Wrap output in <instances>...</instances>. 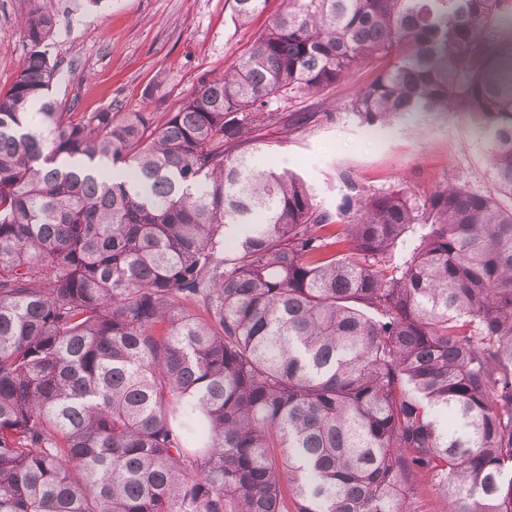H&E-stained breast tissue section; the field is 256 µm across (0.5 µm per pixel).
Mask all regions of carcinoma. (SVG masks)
<instances>
[{
	"label": "carcinoma",
	"instance_id": "obj_1",
	"mask_svg": "<svg viewBox=\"0 0 512 512\" xmlns=\"http://www.w3.org/2000/svg\"><path fill=\"white\" fill-rule=\"evenodd\" d=\"M266 0H234L247 24ZM167 120L0 94V512H512V0H282ZM368 60L375 128L471 113L498 194L340 212L259 168ZM40 122L29 121L30 112Z\"/></svg>",
	"mask_w": 512,
	"mask_h": 512
}]
</instances>
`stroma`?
I'll return each instance as SVG.
<instances>
[{
    "mask_svg": "<svg viewBox=\"0 0 512 512\" xmlns=\"http://www.w3.org/2000/svg\"><path fill=\"white\" fill-rule=\"evenodd\" d=\"M41 2L57 21L53 95L75 101L82 115L145 110L159 123L201 78L222 73L283 7L282 0H267L243 27L233 22L234 0H80L75 11L66 0ZM27 8L26 0H0L2 94L27 52L17 26ZM377 73V62L363 63L315 104L316 122L288 136L271 135L279 167L300 176L317 203L333 211L347 193L345 171L377 193L403 187L420 198L447 183L494 192L486 142L469 114L402 115L371 129L346 111L353 91Z\"/></svg>",
    "mask_w": 512,
    "mask_h": 512,
    "instance_id": "obj_1",
    "label": "stroma"
}]
</instances>
